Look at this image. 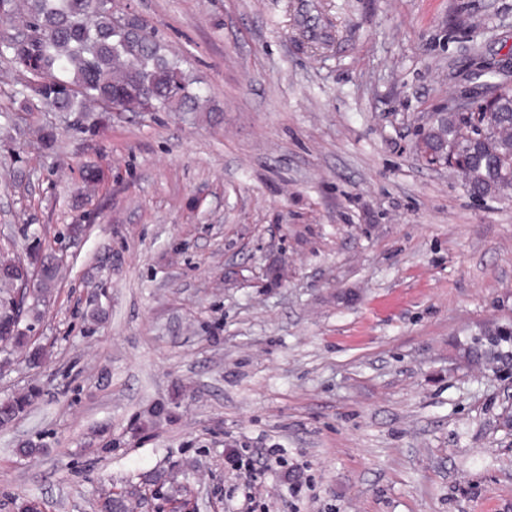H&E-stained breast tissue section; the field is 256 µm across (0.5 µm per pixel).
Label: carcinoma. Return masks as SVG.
Here are the masks:
<instances>
[{"label":"carcinoma","instance_id":"1","mask_svg":"<svg viewBox=\"0 0 512 512\" xmlns=\"http://www.w3.org/2000/svg\"><path fill=\"white\" fill-rule=\"evenodd\" d=\"M23 15L17 34L0 41V62L16 75L18 104L31 112L37 103L57 112L90 118L112 106L122 112H196L201 93L179 61L142 19L133 16L123 26L105 0H0V20ZM420 142L426 151L448 145L452 170L466 191L484 199L512 197V99L496 109L486 106L465 115L429 124ZM35 278L37 287H23L19 271ZM57 274L52 248L32 236L25 259L0 252V316L14 328L0 341L27 348L28 365L43 364L46 351L28 347L32 321L52 296ZM464 352L482 364L512 362V326L479 330ZM36 397L28 391L0 400V424L7 425Z\"/></svg>","mask_w":512,"mask_h":512}]
</instances>
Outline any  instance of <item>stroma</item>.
<instances>
[{
	"label": "stroma",
	"mask_w": 512,
	"mask_h": 512,
	"mask_svg": "<svg viewBox=\"0 0 512 512\" xmlns=\"http://www.w3.org/2000/svg\"><path fill=\"white\" fill-rule=\"evenodd\" d=\"M116 4L209 108L88 131L13 111L0 63V247L61 258L48 359L0 375V397L41 389L0 427V512H98L157 470L136 512L183 486V512H512V385L463 355L512 320V202L415 151L512 52V0Z\"/></svg>",
	"instance_id": "35a3bbf8"
}]
</instances>
